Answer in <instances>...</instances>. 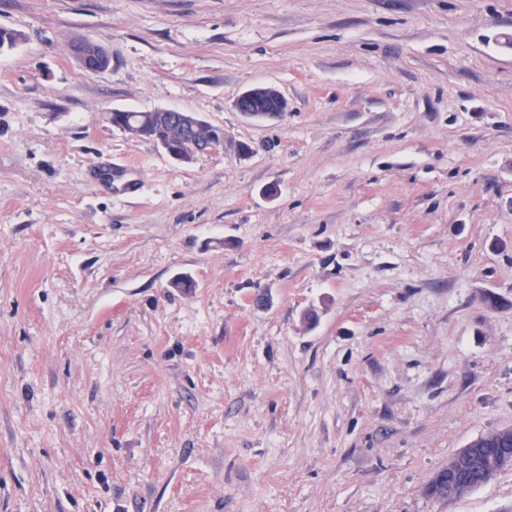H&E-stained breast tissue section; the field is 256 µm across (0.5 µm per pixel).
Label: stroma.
I'll return each mask as SVG.
<instances>
[{
  "label": "stroma",
  "mask_w": 512,
  "mask_h": 512,
  "mask_svg": "<svg viewBox=\"0 0 512 512\" xmlns=\"http://www.w3.org/2000/svg\"><path fill=\"white\" fill-rule=\"evenodd\" d=\"M1 27L0 512H512V468L426 493L512 426V307L481 301L512 300V0H0ZM262 84L277 120L234 108ZM155 107L223 152L105 119ZM260 95L272 96L278 102V108L270 109L266 111L256 110L254 107V101L259 98ZM286 98L280 92V90L273 85H262L250 88L244 91L235 101V109L245 117L252 120H267L274 119L281 115L282 112H287L288 105ZM154 114L151 120H161L166 116L165 112H170L168 121L163 128L161 127H143L140 129L141 139L157 140L160 147L171 159L180 163L182 161L181 153L168 142H172L182 150L186 159L185 163L192 162L198 154L220 153L224 150V130L211 125L197 115L189 112H183V118L195 132L197 137V150L194 151L192 145L195 144L193 131L185 127L180 121V115L177 110L167 108H154L150 110ZM163 139V140H161ZM483 444L480 441L473 440V443L469 448H465L454 457L448 460V465H445L434 472L430 482L426 489L429 488L432 480L441 473H447L448 479L442 481L436 486H433L434 492L437 494V498L447 499L452 497H459L455 495V486L448 484L453 482L460 487L461 493L465 494L470 490V486L467 484V476L470 471L473 459L472 456L476 454H483L481 462L488 473L487 481L493 480L496 475L509 465V462L499 456L494 448H481Z\"/></svg>",
  "instance_id": "obj_1"
}]
</instances>
